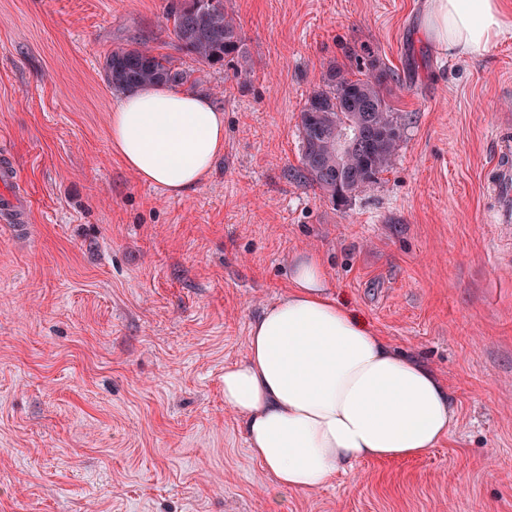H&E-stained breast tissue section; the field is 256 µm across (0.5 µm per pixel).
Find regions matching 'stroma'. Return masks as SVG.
I'll return each mask as SVG.
<instances>
[{
  "label": "stroma",
  "instance_id": "1",
  "mask_svg": "<svg viewBox=\"0 0 512 512\" xmlns=\"http://www.w3.org/2000/svg\"><path fill=\"white\" fill-rule=\"evenodd\" d=\"M424 0H227L243 57L175 48L167 0H0V146L33 202L0 223V512H512V223L493 224L512 133V37L440 54ZM145 42L224 112V153L182 197L110 145L113 49ZM390 72L404 117L377 184L300 178L299 114L330 68ZM448 383L427 455L275 491L224 407V367L285 293L295 252Z\"/></svg>",
  "mask_w": 512,
  "mask_h": 512
}]
</instances>
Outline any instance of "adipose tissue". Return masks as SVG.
<instances>
[{
    "instance_id": "adipose-tissue-1",
    "label": "adipose tissue",
    "mask_w": 512,
    "mask_h": 512,
    "mask_svg": "<svg viewBox=\"0 0 512 512\" xmlns=\"http://www.w3.org/2000/svg\"><path fill=\"white\" fill-rule=\"evenodd\" d=\"M442 53L481 56L507 33L500 0H426ZM112 150L148 185L182 196L224 152L210 96L144 86L115 101ZM321 256L296 253L290 288L251 322L246 353L224 368V406L244 425L272 487L310 492L360 462L427 454L451 433L447 386L420 359L336 303Z\"/></svg>"
}]
</instances>
